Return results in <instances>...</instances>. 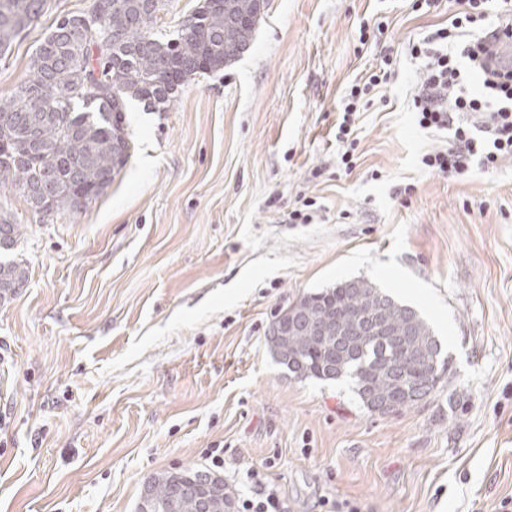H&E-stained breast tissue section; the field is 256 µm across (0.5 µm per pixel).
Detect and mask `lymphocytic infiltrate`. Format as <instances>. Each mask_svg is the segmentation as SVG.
Listing matches in <instances>:
<instances>
[{"label": "lymphocytic infiltrate", "mask_w": 512, "mask_h": 512, "mask_svg": "<svg viewBox=\"0 0 512 512\" xmlns=\"http://www.w3.org/2000/svg\"><path fill=\"white\" fill-rule=\"evenodd\" d=\"M460 10L450 27L439 28L421 41L410 44L412 58L422 60L421 77L412 101L418 124L424 129L447 130L451 144L422 156V164L442 174L467 171L471 158L486 168L496 167L512 158V70L499 71L490 63L494 43L512 35L503 23L493 22L499 13V0H455ZM480 23V31L463 39L461 30ZM477 75L482 89L471 92L470 75ZM390 68H379L356 79L350 86L338 126L336 139L347 142L352 136V116L368 106L370 95L386 86ZM458 112L478 116L485 136L476 139L470 125L455 121ZM250 495L239 497L237 512H288L281 489L266 481L259 472H251Z\"/></svg>", "instance_id": "f902f5d3"}]
</instances>
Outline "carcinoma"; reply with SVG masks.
<instances>
[{"label": "carcinoma", "instance_id": "cac0c4a2", "mask_svg": "<svg viewBox=\"0 0 512 512\" xmlns=\"http://www.w3.org/2000/svg\"><path fill=\"white\" fill-rule=\"evenodd\" d=\"M47 9V0H0V52ZM158 16L145 15L143 0H112L107 24L112 42L83 32L75 23L53 25L31 58V76L0 96V186L18 189L31 208L78 211L112 184L131 156L124 112L129 100L165 105L200 66L218 70L241 54L253 32L224 11L194 10L188 28L175 39L155 32ZM104 73L108 80L86 89ZM21 225L0 215V248L14 244ZM27 279L20 260L0 261V300L12 298ZM344 280L317 292L328 313L354 327L365 315L387 306L392 329L405 332L407 347L359 337L336 373L350 379L368 410L370 399L389 400L404 408L429 396L447 370L440 344L429 324L411 307L397 302L375 283L361 278L352 292ZM274 357L295 355L292 373L305 366L308 376L322 378L329 351L306 336L288 342L268 339ZM195 470L162 472L146 484L149 512H200L194 494L183 490Z\"/></svg>", "mask_w": 512, "mask_h": 512}]
</instances>
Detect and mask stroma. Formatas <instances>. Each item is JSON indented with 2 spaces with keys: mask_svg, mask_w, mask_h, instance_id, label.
I'll return each mask as SVG.
<instances>
[{
  "mask_svg": "<svg viewBox=\"0 0 512 512\" xmlns=\"http://www.w3.org/2000/svg\"><path fill=\"white\" fill-rule=\"evenodd\" d=\"M90 2L52 0L0 58L1 96ZM448 18L446 0H268L223 70L166 111L128 103L132 154L87 208L45 218L0 186L28 271L0 302V512H137L151 476L210 470L212 448L237 494L263 472L288 512H512V159L424 167L447 134L412 104L408 45ZM386 58L397 79L343 164L344 93ZM305 200L311 222L289 223ZM352 278L441 344L448 371L413 406L369 412L269 350L280 312Z\"/></svg>",
  "mask_w": 512,
  "mask_h": 512,
  "instance_id": "stroma-1",
  "label": "stroma"
}]
</instances>
